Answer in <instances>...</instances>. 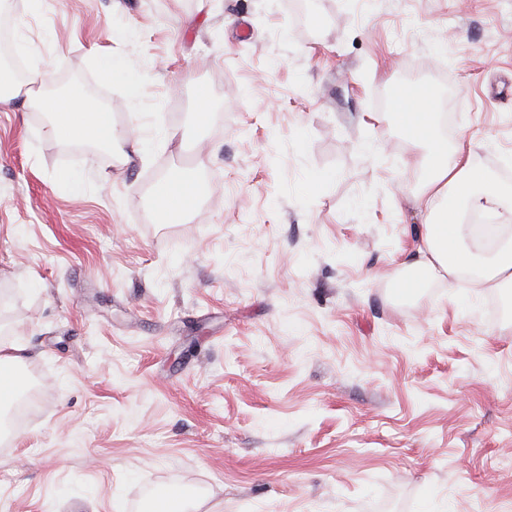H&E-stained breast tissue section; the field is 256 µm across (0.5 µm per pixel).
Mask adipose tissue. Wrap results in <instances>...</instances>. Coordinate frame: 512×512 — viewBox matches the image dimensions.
Returning <instances> with one entry per match:
<instances>
[{
    "label": "adipose tissue",
    "mask_w": 512,
    "mask_h": 512,
    "mask_svg": "<svg viewBox=\"0 0 512 512\" xmlns=\"http://www.w3.org/2000/svg\"><path fill=\"white\" fill-rule=\"evenodd\" d=\"M22 93L33 107L51 116L50 133L61 141L109 146L121 136L110 112L88 104L80 96L25 93L20 86L0 79V102ZM391 117L424 148L427 164L421 193L429 215L420 229L422 245L410 263L411 271L399 281L401 292L418 295L427 278L441 273L472 274L474 284L480 288H512V232L489 250L472 242L465 222L469 212L490 222L512 215V191L490 181L465 147L449 150L438 130L439 115L430 88H420L416 95L399 100ZM198 195L196 180L181 169L166 175L152 191L157 213L170 221L190 214Z\"/></svg>",
    "instance_id": "obj_1"
}]
</instances>
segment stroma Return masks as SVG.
I'll return each instance as SVG.
<instances>
[{
	"instance_id": "obj_1",
	"label": "stroma",
	"mask_w": 512,
	"mask_h": 512,
	"mask_svg": "<svg viewBox=\"0 0 512 512\" xmlns=\"http://www.w3.org/2000/svg\"><path fill=\"white\" fill-rule=\"evenodd\" d=\"M4 15L27 77L79 81L150 147L0 105V350L38 391L0 443V512H145L167 487L195 512H512V294L495 317L467 275L397 292L427 211L383 105L421 74L448 143L512 171V0ZM177 166L201 193L170 223L152 190Z\"/></svg>"
}]
</instances>
